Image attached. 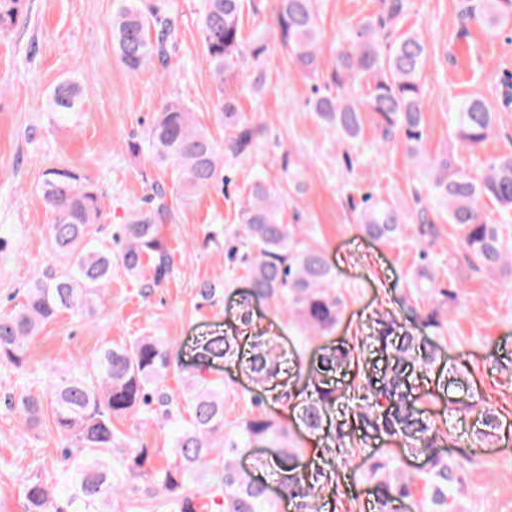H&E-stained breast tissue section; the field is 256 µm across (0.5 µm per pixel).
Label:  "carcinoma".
<instances>
[{
    "mask_svg": "<svg viewBox=\"0 0 512 512\" xmlns=\"http://www.w3.org/2000/svg\"><path fill=\"white\" fill-rule=\"evenodd\" d=\"M244 0H205L201 17L204 59L215 84V120L224 128V142L215 141L189 106L178 98L155 113L143 138L126 142L128 154L148 152L154 163L170 169L171 184L147 182L144 205L126 217L112 242L95 237L104 223L98 188L77 168L60 163L47 169L40 185L42 200L52 215L50 245L63 266L49 267L36 277L12 310L0 313V366L25 369L28 345L41 329L63 313L85 319L93 315L98 294L112 279V264L127 273L149 277L142 284L149 293L172 273L174 254L165 226L171 223L175 203L224 185V160L249 155L265 127L247 120L239 105L243 72L251 74L248 90L262 92L266 75L260 66L268 52L263 35L247 42L241 14ZM25 0H0V35L20 15ZM113 50L130 73L158 64L167 69L177 45L173 19L145 0H121L110 20ZM385 22H365L352 34V48L336 54L330 84L315 89L311 109L342 139L353 142L361 134L363 114L375 116L383 141L398 137L409 155L418 154L425 136L422 69L427 55L416 32L397 34L382 47ZM273 30L296 68L309 77L321 69L320 27L315 0H277ZM79 83L58 82L47 94V110L60 123L80 110ZM501 117L480 99H468L456 112V136L468 149L481 145L495 131ZM433 186L447 203L448 223L463 232L461 246L473 266L495 270L508 258L500 225L484 213L483 200L498 209L502 223L512 219V152L491 159L479 181L453 170L446 160L433 171ZM283 189L262 178L250 184L237 218L249 251L240 257L248 267L249 289L241 303V325L251 334V352L242 359L252 380L273 391L272 401L294 404L299 420L322 441L321 463L307 461L306 450L291 440L288 425L264 408L267 397L254 398L252 416L231 437L224 436V382L207 371L212 359L235 356L237 337L205 341L199 362L183 376L186 400L163 390L161 380L172 369V351L163 336H139L130 342L107 343L88 364L60 375L41 394L23 395L15 409L25 425L50 410L49 423L64 443L63 469L53 487L40 477L24 485L25 512H112V501L122 496L163 499L173 512H278V500L268 495L266 483L244 470L238 457L261 443L273 449V463L295 512H317L321 492L334 483L335 458L350 445L347 422H335L337 413H351L365 435L383 437L426 455V469L417 475L377 465L369 478L376 512H393V504L412 498L416 482L423 496L417 512H448L453 486L448 459L440 451L445 441L428 411L413 394L409 368L431 369L439 347L420 329L442 326L440 310L407 305L409 317L400 322L380 317L370 336L387 354L380 379L363 374V383L342 387L336 375L360 366V349L348 343L325 346L304 365L305 346L331 335L339 323L344 302L336 288L332 267L322 250L295 239L284 222ZM358 223L375 239L393 241L407 224L403 209L384 201H365ZM224 282L207 281L198 298L213 304ZM277 305L294 317L303 338L295 351V379L283 380V354L273 337L257 325L253 301ZM465 413H478L489 438L498 429L492 408L456 401ZM156 407L165 425L175 431L170 459L154 463L151 448L131 447V436L117 427L120 419L139 409ZM213 469L208 502L187 490L190 474L200 466Z\"/></svg>",
    "mask_w": 512,
    "mask_h": 512,
    "instance_id": "carcinoma-1",
    "label": "carcinoma"
}]
</instances>
